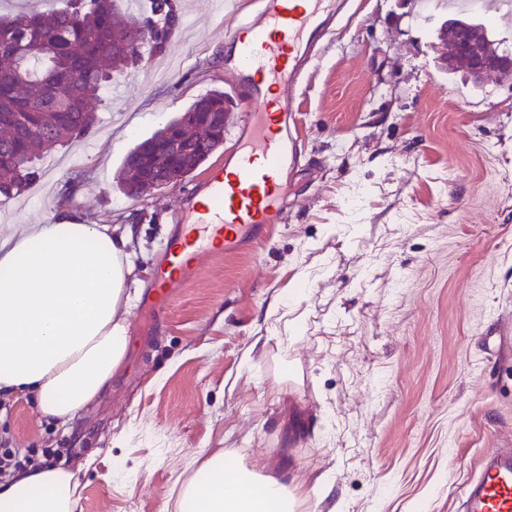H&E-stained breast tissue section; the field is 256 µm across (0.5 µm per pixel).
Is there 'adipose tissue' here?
<instances>
[{
	"label": "adipose tissue",
	"mask_w": 512,
	"mask_h": 512,
	"mask_svg": "<svg viewBox=\"0 0 512 512\" xmlns=\"http://www.w3.org/2000/svg\"><path fill=\"white\" fill-rule=\"evenodd\" d=\"M0 231V391L32 394L42 416L66 425L101 396L130 343L134 272L131 225L74 216ZM81 465L60 461L0 479V512H74ZM276 482L209 457L182 496L181 512H294Z\"/></svg>",
	"instance_id": "1"
}]
</instances>
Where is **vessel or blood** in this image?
I'll return each mask as SVG.
<instances>
[{
    "mask_svg": "<svg viewBox=\"0 0 512 512\" xmlns=\"http://www.w3.org/2000/svg\"><path fill=\"white\" fill-rule=\"evenodd\" d=\"M343 0H265L264 20L230 33L236 42L231 79L249 80V109L236 147L213 168L196 206L183 214L164 245L149 288L167 314L173 291L186 287L202 262L261 245L280 223L284 173L298 159L294 93L314 45L341 13ZM465 512H512V453H489L463 488Z\"/></svg>",
    "mask_w": 512,
    "mask_h": 512,
    "instance_id": "vessel-or-blood-1",
    "label": "vessel or blood"
}]
</instances>
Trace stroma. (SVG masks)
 Instances as JSON below:
<instances>
[{"mask_svg": "<svg viewBox=\"0 0 512 512\" xmlns=\"http://www.w3.org/2000/svg\"><path fill=\"white\" fill-rule=\"evenodd\" d=\"M183 0L165 81L150 61L96 104L80 146L41 162L78 173L85 213L134 224L131 344L103 396L60 427L7 397L0 450L90 459L74 512H177L224 452L300 494L301 512H463L461 485L512 451V77L443 68L441 0H348L295 97L304 161L261 246L206 263L167 320L142 297L158 249L233 147L138 199L126 152L198 95L225 88L235 17ZM55 195L0 204V226L42 222Z\"/></svg>", "mask_w": 512, "mask_h": 512, "instance_id": "35a3bbf8", "label": "stroma"}]
</instances>
